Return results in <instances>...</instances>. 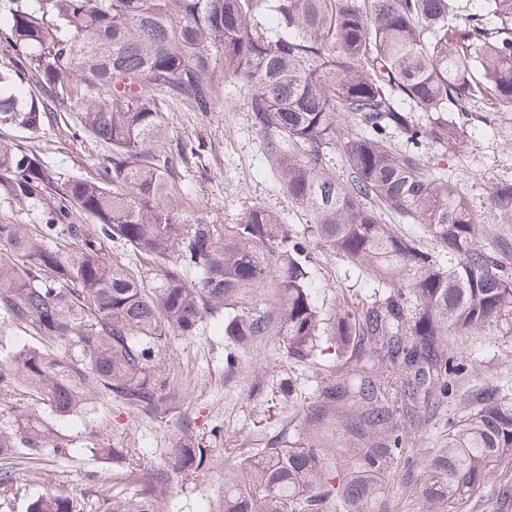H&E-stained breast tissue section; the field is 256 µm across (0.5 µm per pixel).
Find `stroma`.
<instances>
[{"instance_id":"35a3bbf8","label":"stroma","mask_w":512,"mask_h":512,"mask_svg":"<svg viewBox=\"0 0 512 512\" xmlns=\"http://www.w3.org/2000/svg\"><path fill=\"white\" fill-rule=\"evenodd\" d=\"M248 101L246 89L226 86L208 116L183 106L168 111L169 141L198 139L205 144L201 156L180 169L172 198L176 214L188 224L200 219L235 224L250 206L263 205L281 216L289 233L306 240L316 298L325 313H334L339 299L364 300L370 293L368 279L312 237L309 216L283 192L279 169L252 126ZM456 121L464 134L462 148L425 146L427 166L459 187L478 218L484 243H512V220L490 202L495 185L512 183V112L479 103ZM31 146L67 177L93 175L107 153L105 145L88 136L73 138L63 127L44 130ZM451 342L473 368L457 382L447 403L406 418L409 461L387 481L392 512H418L415 485L445 444L449 422L466 417L483 391L512 376V315L482 334L455 336ZM230 351L233 346L218 317L208 320L197 336L171 338L162 366L179 393L171 410L156 418L116 399L97 397L86 413L56 425L70 454L48 451L39 461L13 459L12 482L0 490V512H27L34 498L49 493L72 498L79 512H100L104 500L129 487L133 472L165 466L187 428L212 448L210 469L204 478L174 486L163 503L165 512H217L224 500V469L234 464L236 449L265 448L276 438L313 441L323 448L328 467H335L336 450L345 442L335 417H326L312 431L301 427L321 386L337 376L332 356L288 359L273 336L253 342L231 368L225 362ZM102 447L127 449L123 464L104 469L94 454Z\"/></svg>"}]
</instances>
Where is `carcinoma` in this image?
I'll use <instances>...</instances> for the list:
<instances>
[{"instance_id": "1", "label": "carcinoma", "mask_w": 512, "mask_h": 512, "mask_svg": "<svg viewBox=\"0 0 512 512\" xmlns=\"http://www.w3.org/2000/svg\"><path fill=\"white\" fill-rule=\"evenodd\" d=\"M481 2L471 12L462 0H0V126L19 132L0 140V196L40 213L33 230L0 224V315L38 342L0 357V386L58 420L98 394L157 417L176 398L161 374L172 335L222 316L238 347L276 336L297 361L330 336L339 380L319 389L306 423L341 421L336 469L307 443L248 448L224 472L220 512H324L330 501L336 512H389L385 477L406 462L397 411L448 397L469 368L451 337L512 313V272L498 258L508 244L480 241L462 192L420 152L461 147L452 112H512V0ZM226 82L251 91L253 126L312 234L373 281L369 299L340 302L328 322L304 244L274 212L254 205L236 224H186L166 203L203 148L171 147L166 110L205 116ZM342 114L358 129L342 132ZM72 116L74 132L109 149L91 179L62 178L27 144ZM332 150L342 181L326 164ZM491 204L511 219L512 183ZM379 208L424 225L436 249L381 223ZM114 243L149 261L152 283ZM12 427L0 431L3 460L52 440L25 409ZM212 452L185 428L169 464L102 512H162L180 479L205 476ZM509 463L512 389L496 386L449 426L415 495L424 512H464ZM28 512L76 510L45 494Z\"/></svg>"}]
</instances>
